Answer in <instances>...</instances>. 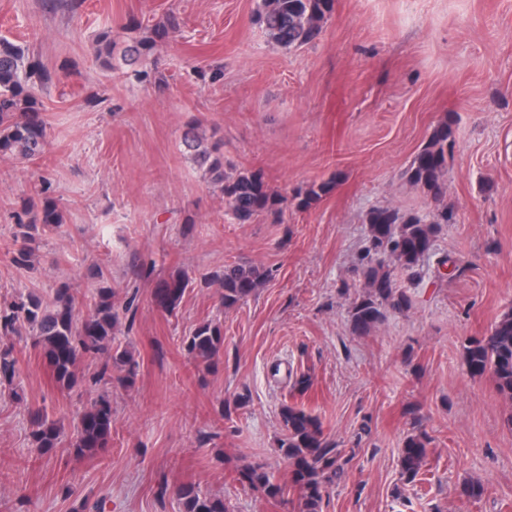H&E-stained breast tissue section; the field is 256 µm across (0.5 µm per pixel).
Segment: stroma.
I'll return each instance as SVG.
<instances>
[{
	"mask_svg": "<svg viewBox=\"0 0 512 512\" xmlns=\"http://www.w3.org/2000/svg\"><path fill=\"white\" fill-rule=\"evenodd\" d=\"M258 2L0 0V37L54 75L38 91L44 153L0 159V300L32 291L50 305L63 283L88 298L112 288L130 306L113 342L140 363L133 386H103L97 361L81 358L66 390L29 335L9 338L20 395L0 392V512H181L174 491L189 483L232 512H284L238 471L262 461L287 481L285 404L351 453L323 512H512V400L471 376L463 355L512 309V0H335L319 39L292 50L270 41ZM169 14L178 29L139 63L154 82L118 56L112 70L99 65L101 32L133 18L147 36ZM196 121L222 141L226 172H261L284 197L280 216L236 222L181 145ZM444 122L453 217L418 274L395 272L411 307L356 335L366 215L433 209L405 172ZM330 178L328 195L295 207L296 190ZM37 195L63 222L36 231L20 268L16 214ZM445 254L465 263L462 276L438 271ZM235 264L272 275L227 309L211 279ZM179 270L192 283L170 315L152 290ZM206 320L224 331L209 371L182 347ZM102 392L111 445L76 456L78 416ZM36 408L61 427L47 455L30 441ZM413 431L426 433L428 457L408 483L398 450ZM468 482L482 485L479 499L462 496Z\"/></svg>",
	"mask_w": 512,
	"mask_h": 512,
	"instance_id": "stroma-1",
	"label": "stroma"
}]
</instances>
